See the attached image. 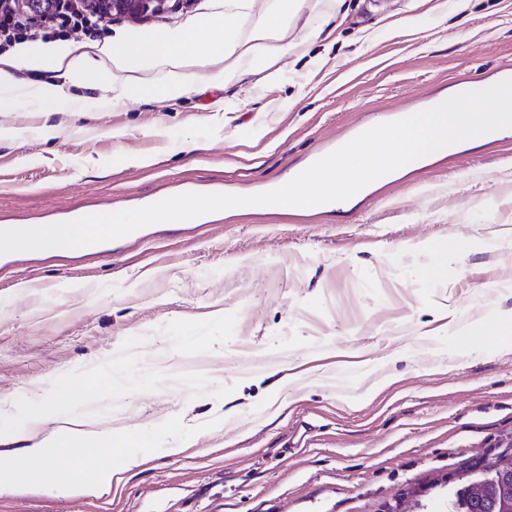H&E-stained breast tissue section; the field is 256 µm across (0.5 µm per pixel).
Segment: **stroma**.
Segmentation results:
<instances>
[{
	"mask_svg": "<svg viewBox=\"0 0 512 512\" xmlns=\"http://www.w3.org/2000/svg\"><path fill=\"white\" fill-rule=\"evenodd\" d=\"M228 9L185 0L55 39L87 52ZM288 41L267 71L228 84L210 66L177 97L107 105L68 83L0 112V225L281 186L358 120L512 70V0H305ZM143 233L136 255L0 260V425L23 431L39 395L58 426L155 434L108 496L0 491V512H448L512 455V346L491 336L512 323L511 133L330 211Z\"/></svg>",
	"mask_w": 512,
	"mask_h": 512,
	"instance_id": "stroma-1",
	"label": "stroma"
}]
</instances>
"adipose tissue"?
Instances as JSON below:
<instances>
[{"label": "adipose tissue", "instance_id": "adipose-tissue-1", "mask_svg": "<svg viewBox=\"0 0 512 512\" xmlns=\"http://www.w3.org/2000/svg\"><path fill=\"white\" fill-rule=\"evenodd\" d=\"M302 3L303 0H266L264 11L250 20L244 34L239 31L236 16L203 17L198 26L214 32L211 40H202L181 30H168L127 41L120 49L104 43L93 56L72 54L60 42L19 47L6 66L0 67V110L15 107L24 99H55L67 82L96 85L118 97L127 95L129 86L116 85L112 79L116 71H165V83L142 88L143 93L158 98L185 92L201 81L203 75L199 67L207 61L223 62L224 79L232 81L240 74L241 60H248L254 68L260 69L271 54L287 53L288 31ZM17 65L53 72L57 80L15 85L9 70ZM56 417V407L44 402L31 413L24 435L0 430V444L14 446L13 451L0 457V487L42 481L52 483L69 496L98 498L110 493L114 485L123 481L127 470L126 465L113 461L116 450L125 447L127 435L114 434L108 427L90 431L70 429L66 445L80 452L81 463L76 468L59 469L52 464L57 434L44 430ZM21 437L27 440V447H17L16 442Z\"/></svg>", "mask_w": 512, "mask_h": 512}]
</instances>
